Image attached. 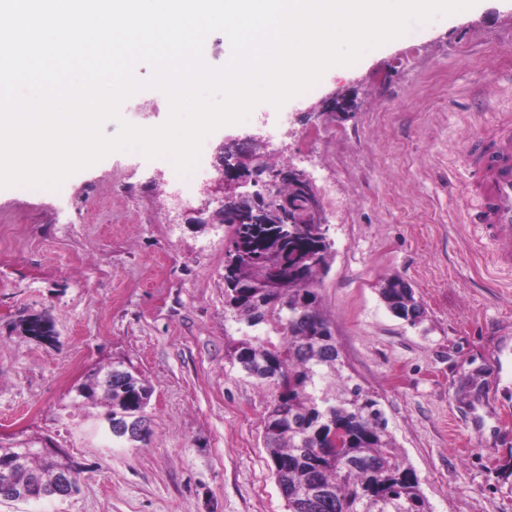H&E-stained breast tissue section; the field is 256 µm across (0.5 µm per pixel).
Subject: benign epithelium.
Segmentation results:
<instances>
[{
    "instance_id": "7a95c632",
    "label": "benign epithelium",
    "mask_w": 512,
    "mask_h": 512,
    "mask_svg": "<svg viewBox=\"0 0 512 512\" xmlns=\"http://www.w3.org/2000/svg\"><path fill=\"white\" fill-rule=\"evenodd\" d=\"M354 107L351 95H337L326 100L321 109L311 112L308 118L318 120L326 114L349 112ZM225 163L219 170V175L207 182L202 194L212 200L220 202L218 210L219 221L229 218L231 224H247L254 232L253 239L258 241H271L279 235L295 232V226L307 225L310 239L317 240L323 235L322 226L325 224L322 207L320 206L315 187L311 179L301 170L288 167V170L274 174V180L288 179L292 186L304 194L308 199L305 209L294 208L288 200H277V195H263L258 192H243L245 180L240 175L241 160L233 159L228 147L222 145ZM39 451L44 456H58L62 464L55 474L52 489L56 496L69 498L77 493V487L72 482L73 465L67 459L65 449L54 443L44 441ZM37 484L17 486L0 490V498L4 500L30 501L37 498Z\"/></svg>"
}]
</instances>
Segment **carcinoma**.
<instances>
[{"label":"carcinoma","instance_id":"obj_1","mask_svg":"<svg viewBox=\"0 0 512 512\" xmlns=\"http://www.w3.org/2000/svg\"><path fill=\"white\" fill-rule=\"evenodd\" d=\"M251 241L244 235L225 253L238 261L241 278L251 284L225 289V313L244 327L231 357L276 389L263 441L288 512H429L419 479L401 459L378 401L342 377L343 362L315 293L329 268L333 242L326 239L315 262L305 250L286 263L285 246L272 240L258 248ZM380 294L400 318L422 316L412 289L382 288ZM270 319L283 333L277 345L249 334ZM25 331L56 342L53 325L40 316L27 320ZM76 392L88 401H103L112 444L148 440L145 409L152 388L138 373L114 366L109 379L98 370ZM131 432L137 436L129 438ZM40 443L0 445V457L24 461L14 473L17 484L46 478L58 466L38 454Z\"/></svg>","mask_w":512,"mask_h":512}]
</instances>
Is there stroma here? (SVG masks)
<instances>
[{"mask_svg":"<svg viewBox=\"0 0 512 512\" xmlns=\"http://www.w3.org/2000/svg\"><path fill=\"white\" fill-rule=\"evenodd\" d=\"M345 92L356 111L310 124L307 112ZM500 112L512 113V0H479L202 146L214 178L221 143L243 153L266 136L245 172L257 190L274 188L267 166L291 165L347 199L323 209L335 254L320 309L432 512H512V275L492 271L461 209L468 140ZM168 114L156 90L121 107L139 127ZM174 172L170 159L116 152L56 191L0 189V442L49 436L83 469L75 496L0 501V512H288L263 445L274 390L230 357L231 229L202 180L178 207ZM392 277L413 289L419 324L382 301ZM35 314L50 318L56 345L22 331ZM119 363L154 389L150 439L134 448L110 447L103 407L75 392Z\"/></svg>","mask_w":512,"mask_h":512,"instance_id":"1","label":"stroma"}]
</instances>
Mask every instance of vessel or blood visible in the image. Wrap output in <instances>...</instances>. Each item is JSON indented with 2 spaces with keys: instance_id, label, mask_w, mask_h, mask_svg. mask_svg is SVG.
Segmentation results:
<instances>
[{
  "instance_id": "obj_1",
  "label": "vessel or blood",
  "mask_w": 512,
  "mask_h": 512,
  "mask_svg": "<svg viewBox=\"0 0 512 512\" xmlns=\"http://www.w3.org/2000/svg\"><path fill=\"white\" fill-rule=\"evenodd\" d=\"M465 167L468 221L488 240L493 269L512 271V120L471 138Z\"/></svg>"
}]
</instances>
